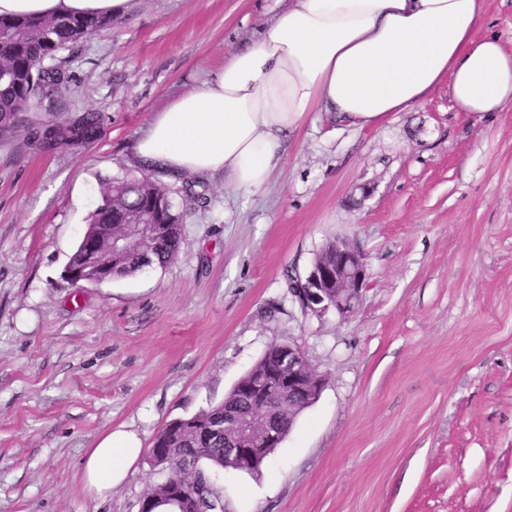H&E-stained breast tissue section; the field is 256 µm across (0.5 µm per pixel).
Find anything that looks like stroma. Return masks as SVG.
I'll return each mask as SVG.
<instances>
[{
  "mask_svg": "<svg viewBox=\"0 0 512 512\" xmlns=\"http://www.w3.org/2000/svg\"><path fill=\"white\" fill-rule=\"evenodd\" d=\"M287 7L131 0L59 53L69 82L30 112L101 113L100 139L74 155L0 138V512H140L158 469L140 458L96 500L87 448L121 425L151 448L288 341L324 387L260 472H218L224 512H512V110L456 111L443 83L372 127L310 113L261 191L193 176L206 202L166 268L63 277L154 114ZM335 237L367 263L346 319L290 290Z\"/></svg>",
  "mask_w": 512,
  "mask_h": 512,
  "instance_id": "35a3bbf8",
  "label": "stroma"
}]
</instances>
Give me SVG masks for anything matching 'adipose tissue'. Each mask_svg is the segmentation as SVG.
<instances>
[{"label": "adipose tissue", "mask_w": 512, "mask_h": 512, "mask_svg": "<svg viewBox=\"0 0 512 512\" xmlns=\"http://www.w3.org/2000/svg\"><path fill=\"white\" fill-rule=\"evenodd\" d=\"M130 0H0V17L111 16ZM484 0H291L259 38L229 54L209 80L157 112L137 160L171 175L224 177L235 191L264 189L279 141L308 113L361 128L424 102L447 84L454 107L485 115L512 109V48L475 37ZM143 452L116 429L87 449L84 490L108 498Z\"/></svg>", "instance_id": "1"}]
</instances>
